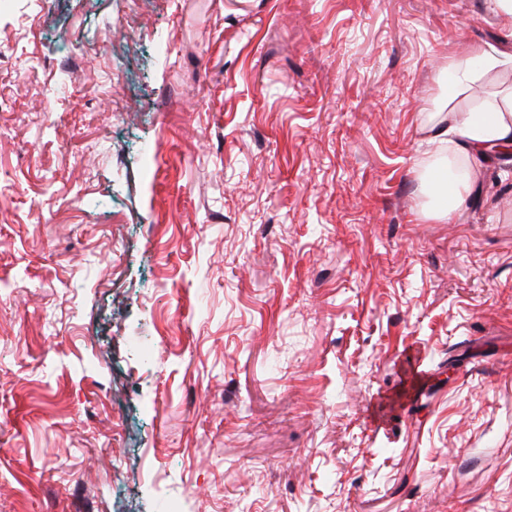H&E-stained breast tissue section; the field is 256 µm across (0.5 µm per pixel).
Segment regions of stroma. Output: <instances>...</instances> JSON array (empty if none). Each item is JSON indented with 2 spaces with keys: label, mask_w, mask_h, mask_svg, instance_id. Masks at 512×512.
<instances>
[{
  "label": "stroma",
  "mask_w": 512,
  "mask_h": 512,
  "mask_svg": "<svg viewBox=\"0 0 512 512\" xmlns=\"http://www.w3.org/2000/svg\"><path fill=\"white\" fill-rule=\"evenodd\" d=\"M497 0H0V512H512V164L428 216Z\"/></svg>",
  "instance_id": "1"
}]
</instances>
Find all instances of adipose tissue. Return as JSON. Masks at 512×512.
<instances>
[{
    "label": "adipose tissue",
    "mask_w": 512,
    "mask_h": 512,
    "mask_svg": "<svg viewBox=\"0 0 512 512\" xmlns=\"http://www.w3.org/2000/svg\"><path fill=\"white\" fill-rule=\"evenodd\" d=\"M480 61V68H470L460 60L449 73V98L470 91L492 73L512 71V55L493 48L475 47L469 58ZM428 140L442 148L477 158L489 145L512 147V86L484 99L481 107L464 112L456 109L441 113L427 128Z\"/></svg>",
    "instance_id": "adipose-tissue-1"
}]
</instances>
